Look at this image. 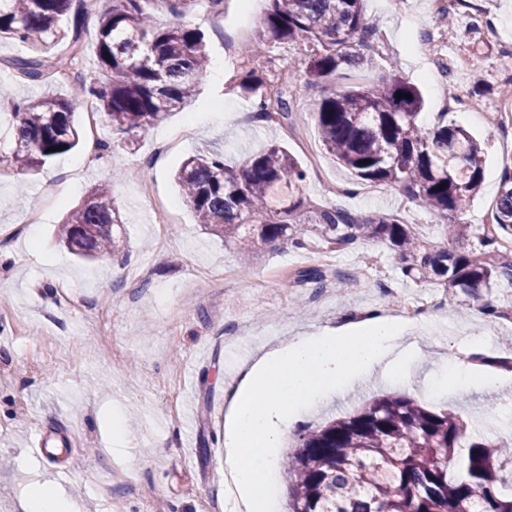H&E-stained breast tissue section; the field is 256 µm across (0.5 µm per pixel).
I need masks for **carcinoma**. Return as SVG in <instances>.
<instances>
[{"instance_id":"cac0c4a2","label":"carcinoma","mask_w":512,"mask_h":512,"mask_svg":"<svg viewBox=\"0 0 512 512\" xmlns=\"http://www.w3.org/2000/svg\"><path fill=\"white\" fill-rule=\"evenodd\" d=\"M79 2L74 9L73 0H0V38L35 50V56L12 62L23 79L44 83L79 64L82 16L96 8V0ZM157 2L111 0L96 34L97 75L79 72L70 81L75 92L95 100L116 134L145 132L163 121L192 99L205 71L203 34L156 24ZM375 36L364 0H270L256 31L257 41L270 46L308 47L316 82L372 67ZM63 41L64 59L51 53ZM238 87L254 99L260 120L290 118L284 91L268 95L260 70H248ZM422 105L418 87L391 73L371 87L332 89L314 118L327 153L356 180L396 186L442 221L441 246L415 239L393 214L361 218L332 207L317 211L310 224L301 222L306 173L277 145L234 165L217 152L191 156L176 180L198 222L235 243L245 257L261 245L305 248L311 231L338 246L379 239L395 253L402 275L437 280L448 293L479 300L499 279H512V252L498 247L499 237L512 240V170L502 173L493 215L498 234L479 240L486 250L464 254L450 248L469 228L459 217L483 182L485 151L469 130L442 117L432 128L423 126ZM0 127V162L33 173L59 155L46 149L69 152L80 139L73 100L54 93L13 102L12 111L0 112ZM123 229L104 183L69 212L58 233L72 253L96 260L123 251ZM297 280L321 287L327 270L303 269ZM298 440L282 460L288 512H512V495L497 487L504 469L512 475V446L467 434L451 407L432 411L404 395H382L346 416L305 427ZM461 450L453 474L448 465Z\"/></svg>"}]
</instances>
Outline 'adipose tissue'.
<instances>
[{"label":"adipose tissue","mask_w":512,"mask_h":512,"mask_svg":"<svg viewBox=\"0 0 512 512\" xmlns=\"http://www.w3.org/2000/svg\"><path fill=\"white\" fill-rule=\"evenodd\" d=\"M424 341L406 342L398 320L377 312L360 315L358 330H324L299 336L264 353L246 372L226 416L224 464L244 497L248 512H270L276 485L270 451L303 415L373 373L404 386ZM512 376L501 368L476 374L469 356L445 362L441 383L452 390L477 385L486 390Z\"/></svg>","instance_id":"obj_1"}]
</instances>
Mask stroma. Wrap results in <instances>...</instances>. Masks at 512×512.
Returning a JSON list of instances; mask_svg holds the SVG:
<instances>
[{"label": "stroma", "instance_id": "stroma-1", "mask_svg": "<svg viewBox=\"0 0 512 512\" xmlns=\"http://www.w3.org/2000/svg\"><path fill=\"white\" fill-rule=\"evenodd\" d=\"M493 32H474L455 14L454 33L437 26L430 0H366L377 35L376 65L349 71L346 84L372 85L385 73H400L421 90L424 125L440 116L460 124L484 143L487 167L480 191L463 219L470 229L455 243L469 252L479 246L483 219L493 213L500 175L512 168V128H498L469 109L445 112L444 87L472 88L481 78L477 101H500L499 87L512 82V64L503 59L512 42V0H481ZM268 0H224L211 7L172 8L160 0L157 23L200 29L211 61L224 65V81L203 75L195 98L127 144L112 133L101 114L75 103L78 146L31 174L0 165V248L13 259L0 268V512H21L35 474L64 486L81 512H235L224 494L219 466L226 449L224 424L231 392L266 350L319 328H348L366 310L383 309L386 289L416 300L436 296L429 319L407 322L408 335L431 346L411 372L407 394L431 410L454 407L468 433L512 432V378L497 391L455 393L435 389L443 359L480 346L484 357H501L500 339L512 326L492 320L490 302L512 308V282L499 281L482 301L451 296L434 282L403 278L391 249L365 239L350 247L309 239L306 248L258 249L242 262L233 244L196 223L182 201L174 174L201 150L239 162L244 154L270 145L285 147L308 174L303 188L307 214L337 206L364 217L393 213L415 237L437 244L440 219L420 210L398 190L378 186L372 194L328 193L326 184L349 185L353 178L324 149L313 118L323 97L308 77L309 54L300 47H264L266 62L289 68L280 84L292 114L289 120L243 123L238 113L253 103L238 88L246 68L244 46L252 42ZM442 36L441 83H434L418 48L429 34ZM15 39L0 41V83L19 97L63 94L62 83L20 81L12 61L31 56ZM112 144L100 166L101 142ZM111 182L114 205L124 224L128 258L86 262L58 238L67 214L102 182ZM329 268L352 276L339 292L335 281L318 288L296 279L299 270ZM147 278H137L140 269ZM377 377L360 381L343 396L304 416L318 425L392 391ZM130 434L126 458L111 449L113 418ZM42 437L49 456L39 455ZM168 438L170 448L157 451Z\"/></svg>", "mask_w": 512, "mask_h": 512}]
</instances>
